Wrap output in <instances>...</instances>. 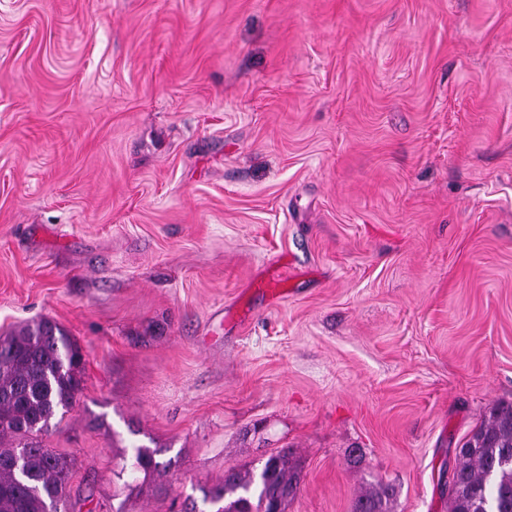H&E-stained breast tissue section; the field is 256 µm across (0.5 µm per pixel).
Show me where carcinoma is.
Instances as JSON below:
<instances>
[{
	"label": "carcinoma",
	"instance_id": "cac0c4a2",
	"mask_svg": "<svg viewBox=\"0 0 512 512\" xmlns=\"http://www.w3.org/2000/svg\"><path fill=\"white\" fill-rule=\"evenodd\" d=\"M77 342L48 319L0 338V512H57L67 498L72 464L37 440L58 409L68 410L82 386ZM161 448L139 446L132 468L163 469ZM299 474L288 454L269 456L261 470L224 472L201 489L215 512H286ZM395 487L360 494L354 512H392ZM448 512H512V403L501 402L462 444L448 487Z\"/></svg>",
	"mask_w": 512,
	"mask_h": 512
}]
</instances>
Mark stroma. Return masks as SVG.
<instances>
[{
	"label": "stroma",
	"instance_id": "obj_1",
	"mask_svg": "<svg viewBox=\"0 0 512 512\" xmlns=\"http://www.w3.org/2000/svg\"><path fill=\"white\" fill-rule=\"evenodd\" d=\"M43 319L59 512L283 451L286 512H448L512 402V0H0V337ZM136 448V453L132 463L133 469L142 471L147 475L165 468L162 463L156 460V456L161 454L164 451V448L151 449L144 446H138ZM395 494L392 484L381 483L356 498L354 512H391Z\"/></svg>",
	"mask_w": 512,
	"mask_h": 512
}]
</instances>
